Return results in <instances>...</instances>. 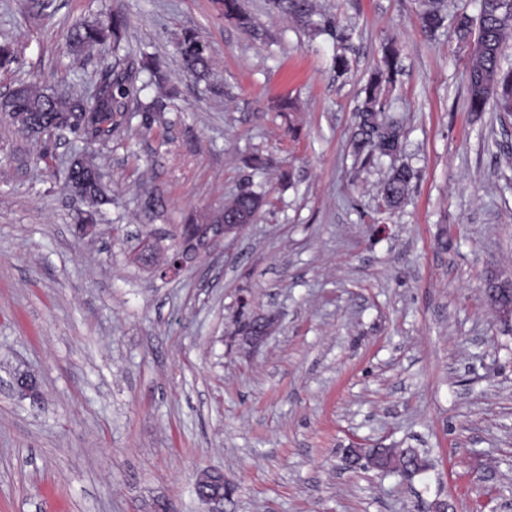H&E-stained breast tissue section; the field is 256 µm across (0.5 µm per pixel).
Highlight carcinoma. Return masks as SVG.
Returning <instances> with one entry per match:
<instances>
[{
    "instance_id": "1",
    "label": "carcinoma",
    "mask_w": 512,
    "mask_h": 512,
    "mask_svg": "<svg viewBox=\"0 0 512 512\" xmlns=\"http://www.w3.org/2000/svg\"><path fill=\"white\" fill-rule=\"evenodd\" d=\"M269 3L273 10L292 17L308 30L322 31L321 23L315 19L313 0H269ZM222 5L224 17L236 20L243 28L250 27L251 18L243 11L240 0H222ZM418 19L426 34H435L447 19L445 0H420ZM126 27L124 16L112 14L104 20L80 22L70 32L69 46L76 53L107 42L112 44L114 60L101 70L95 101L78 92L55 94L36 83H20L0 103V111L8 115L17 131L30 137L80 131L88 141L111 140L113 131L131 120L129 103H136L137 112L152 111L153 104L143 102L140 94L165 80L160 66L141 68L132 54L120 55L125 50L122 41ZM455 30L458 40L467 48L468 110L483 112L492 104L504 116H512V67L503 65V47L512 37V0H478L477 16L456 15ZM177 52L187 74L199 80L208 79L211 57L207 46L194 34L183 35L177 43ZM400 70L399 50L392 43H385L380 62L364 88V98L358 107L360 123L352 140L354 153L365 167L394 155L404 138L402 125L385 115L386 96ZM413 178L414 173L407 166L393 169L380 191L383 206L390 210L400 204ZM64 180L70 187L78 181L84 184L78 223H97L102 215L101 207L112 203V193L101 179L93 156L74 154ZM265 203L264 193L245 187L224 203V215L214 213L210 223L251 224ZM388 453L396 460L394 472L415 476L428 468L426 456L414 448L411 454L422 463L416 471L410 469L405 449L390 448Z\"/></svg>"
}]
</instances>
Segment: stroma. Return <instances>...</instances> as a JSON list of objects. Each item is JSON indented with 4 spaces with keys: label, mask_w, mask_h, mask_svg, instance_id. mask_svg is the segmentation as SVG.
<instances>
[{
    "label": "stroma",
    "mask_w": 512,
    "mask_h": 512,
    "mask_svg": "<svg viewBox=\"0 0 512 512\" xmlns=\"http://www.w3.org/2000/svg\"><path fill=\"white\" fill-rule=\"evenodd\" d=\"M242 4L248 30L218 0H0V101L20 82L90 93L112 55L72 56L67 32L113 13L167 73L141 94L154 122L134 113L106 143L0 119V512H208L204 470L232 490L224 512H512V319L486 293L512 281V117L467 108L452 17L477 0H448L432 37L419 0H316L349 36L341 77L333 34ZM189 31L210 83L181 67ZM389 41L406 137L365 168L355 109ZM86 149L112 188L92 237L64 185ZM403 164L407 196L380 209ZM248 184L271 200L258 219L160 276L171 234ZM243 296L279 316L251 355L228 342ZM349 448H415L430 467L409 481Z\"/></svg>",
    "instance_id": "35a3bbf8"
}]
</instances>
